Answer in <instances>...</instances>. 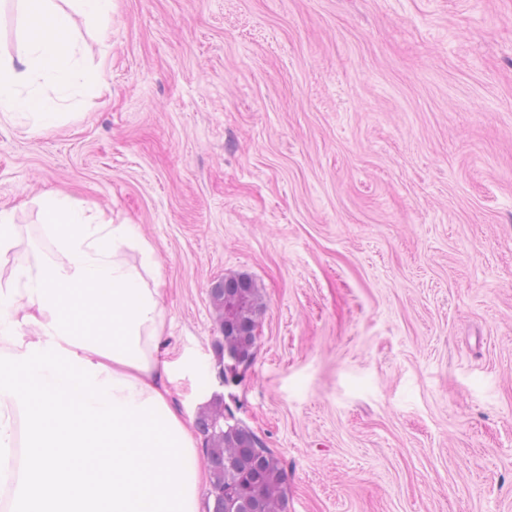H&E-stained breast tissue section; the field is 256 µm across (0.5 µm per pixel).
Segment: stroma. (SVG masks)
Masks as SVG:
<instances>
[{
  "instance_id": "stroma-1",
  "label": "stroma",
  "mask_w": 512,
  "mask_h": 512,
  "mask_svg": "<svg viewBox=\"0 0 512 512\" xmlns=\"http://www.w3.org/2000/svg\"><path fill=\"white\" fill-rule=\"evenodd\" d=\"M101 85L0 118L19 261L58 190L139 225L190 418L224 396L285 512H512V0H113ZM252 277L257 352L217 377L210 290Z\"/></svg>"
}]
</instances>
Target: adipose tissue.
<instances>
[{
	"mask_svg": "<svg viewBox=\"0 0 512 512\" xmlns=\"http://www.w3.org/2000/svg\"><path fill=\"white\" fill-rule=\"evenodd\" d=\"M23 49L0 58V116L26 118L36 129L58 118L56 101L43 87L66 93L90 74L78 59L72 14L104 23L112 0H21ZM41 224L59 255L55 261L21 262L0 282V354H25L28 345L55 342L93 364L103 378L122 380L118 401L167 405L192 444L193 487L209 478L196 429L174 399L170 350L164 342L163 293L148 281L154 249L135 224L113 223L104 211L67 196L42 197ZM136 247L142 266L122 251Z\"/></svg>",
	"mask_w": 512,
	"mask_h": 512,
	"instance_id": "adipose-tissue-1",
	"label": "adipose tissue"
}]
</instances>
